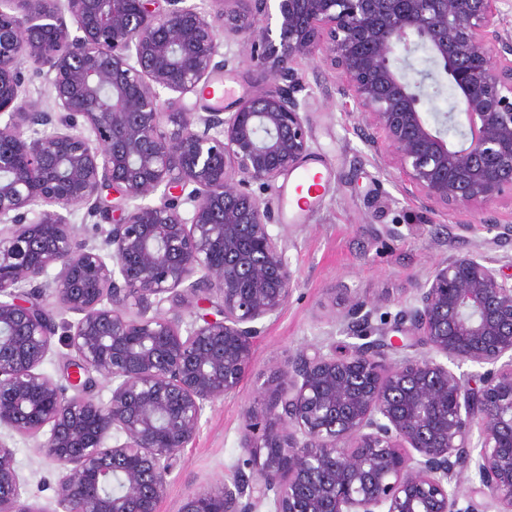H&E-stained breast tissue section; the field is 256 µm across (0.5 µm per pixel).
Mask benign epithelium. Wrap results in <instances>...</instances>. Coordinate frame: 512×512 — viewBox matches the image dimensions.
I'll list each match as a JSON object with an SVG mask.
<instances>
[{
  "label": "benign epithelium",
  "mask_w": 512,
  "mask_h": 512,
  "mask_svg": "<svg viewBox=\"0 0 512 512\" xmlns=\"http://www.w3.org/2000/svg\"><path fill=\"white\" fill-rule=\"evenodd\" d=\"M275 2L273 28L270 0H213L211 12L188 0H0V430L59 465L61 512H159L171 461L206 407L239 391L258 323L288 302L294 272L252 185L310 150L299 59L339 72L371 157L393 161L428 208L512 193L504 0ZM226 33L268 85L228 114L182 110ZM420 46L423 69L411 61ZM26 60L58 111L23 98ZM443 78L448 111H423ZM162 90L179 94L166 112ZM460 116L452 141L444 128ZM73 208L109 224L107 241L81 237L62 214ZM495 264L442 261L389 329L372 323V303L349 300L343 320L362 343L301 350L274 372L264 409L245 416L250 473L189 495L180 512H260L268 500L275 512H512V274ZM46 288L77 315L64 324L71 396L41 370L58 330L38 303ZM214 297L216 313L184 324ZM391 331L426 353L385 363ZM451 363L487 370L458 375ZM91 372L108 400L82 378ZM469 472L484 501L461 508ZM20 497L0 438V512H48Z\"/></svg>",
  "instance_id": "benign-epithelium-1"
}]
</instances>
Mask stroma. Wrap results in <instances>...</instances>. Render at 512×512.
Wrapping results in <instances>:
<instances>
[{"instance_id":"1","label":"stroma","mask_w":512,"mask_h":512,"mask_svg":"<svg viewBox=\"0 0 512 512\" xmlns=\"http://www.w3.org/2000/svg\"><path fill=\"white\" fill-rule=\"evenodd\" d=\"M224 68L209 80L224 88L223 98L189 93L181 100L189 112L219 107L233 111L239 100L260 88L246 49L226 36L219 49ZM305 84L297 95L310 136L301 168L318 167L329 176L324 198L298 221L277 217L274 231L283 240L296 284L287 304L263 321L249 367L237 394L205 409L196 439L173 461L160 512H179L187 498L245 468L240 446L246 408L257 401L270 374L303 349H347L341 315L346 301L360 297L390 317L410 302L437 263L456 255L512 257V240L489 243L483 224L493 219L512 225V195L485 208L431 210L403 190L404 176L393 164L377 166L360 139L354 104L337 88L340 76L318 59L296 64ZM21 500L56 506L59 469L35 441L14 437Z\"/></svg>"}]
</instances>
